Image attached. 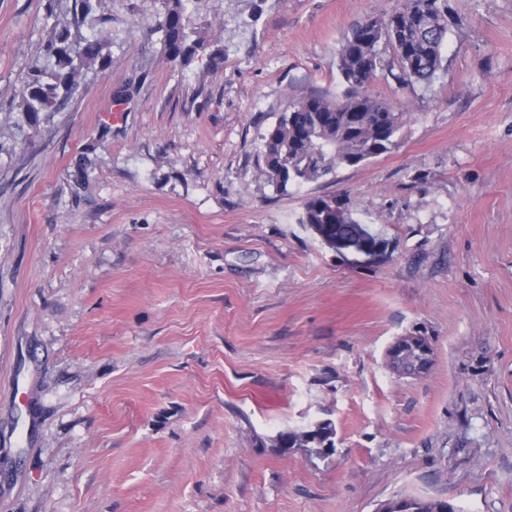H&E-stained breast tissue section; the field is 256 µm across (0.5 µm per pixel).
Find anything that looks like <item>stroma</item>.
I'll use <instances>...</instances> for the list:
<instances>
[{
    "label": "stroma",
    "instance_id": "35a3bbf8",
    "mask_svg": "<svg viewBox=\"0 0 512 512\" xmlns=\"http://www.w3.org/2000/svg\"><path fill=\"white\" fill-rule=\"evenodd\" d=\"M400 4L206 0L224 60L183 68L161 0H93L109 64L33 128L21 81L73 0H0V512H512V0H448L446 71L369 85L409 114L396 148L284 192L265 173L268 128L341 97L344 34ZM314 196L383 257L305 230ZM402 336L425 374L388 367ZM323 420L332 455L275 447ZM405 343H409L413 347H418V352L422 357L420 374L424 373L429 367L432 352L429 343L420 336H404L396 341L395 344H393L387 352L386 363L388 367L395 371L397 351L399 347L403 346Z\"/></svg>",
    "mask_w": 512,
    "mask_h": 512
}]
</instances>
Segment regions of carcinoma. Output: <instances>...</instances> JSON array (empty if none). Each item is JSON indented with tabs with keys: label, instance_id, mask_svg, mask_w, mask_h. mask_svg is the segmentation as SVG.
I'll list each match as a JSON object with an SVG mask.
<instances>
[{
	"label": "carcinoma",
	"instance_id": "carcinoma-1",
	"mask_svg": "<svg viewBox=\"0 0 512 512\" xmlns=\"http://www.w3.org/2000/svg\"><path fill=\"white\" fill-rule=\"evenodd\" d=\"M192 0H162V11L153 26L161 34L168 60L189 67L200 54L211 63L224 59L210 49L205 36L190 27L187 16ZM91 0H75L72 20L53 27L44 44V55L54 60L50 70L34 64L21 87L20 111L28 124L59 111L78 90L82 72L105 62L106 30L89 36L81 28L92 21ZM463 19L448 14V0H404L393 12L370 16L346 35L338 54V70L347 92L341 99L310 93L292 101L263 136L262 158L266 175L278 190L316 181L340 167H354L395 148L408 121V113L363 91L384 69L401 86L413 82L428 85L446 69L444 47L448 33L461 30ZM392 49L385 65L383 49ZM300 223L322 244L338 250V244L358 241L364 249L386 248L379 232L369 233L363 224H336L328 220L324 197L309 199ZM335 429L329 420L301 431L280 432V448H309L320 457L334 452Z\"/></svg>",
	"mask_w": 512,
	"mask_h": 512
}]
</instances>
